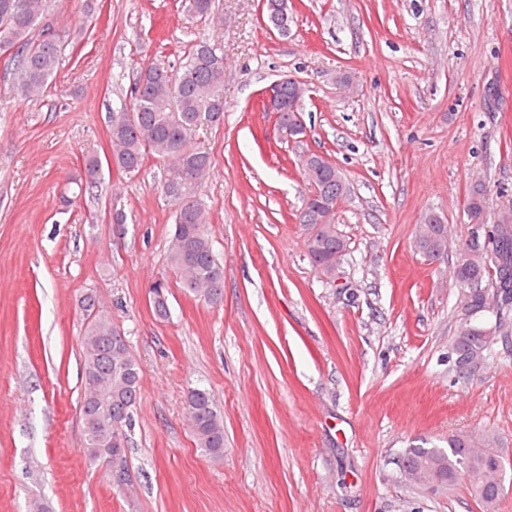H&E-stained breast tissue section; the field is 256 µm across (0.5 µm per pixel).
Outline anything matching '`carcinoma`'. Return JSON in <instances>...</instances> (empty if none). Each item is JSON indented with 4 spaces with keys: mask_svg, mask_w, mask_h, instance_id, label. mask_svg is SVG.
<instances>
[{
    "mask_svg": "<svg viewBox=\"0 0 512 512\" xmlns=\"http://www.w3.org/2000/svg\"><path fill=\"white\" fill-rule=\"evenodd\" d=\"M51 0H0V54L8 55L14 85L26 88L25 98L42 95L55 82L66 41L62 35L46 41L34 36ZM214 0H189V19H208L214 15ZM264 13L280 33H288L293 22L286 0H264ZM183 76L182 95L170 97L166 85L169 68L148 64L130 90V102L109 113L112 161L126 172L138 170L152 157L163 163L161 190L175 206L168 259L180 274L182 287L196 299L218 305L224 297V268L216 258L208 233L209 213L201 198V187L209 176L212 158L194 144L198 128L207 123L218 126L224 121V50L217 43L201 41L176 68ZM299 98V90L284 88L283 106L278 124L288 137L305 135L289 104ZM309 165L307 179L312 185L297 214L298 223L307 231L311 261L327 277L334 275L346 242L333 224L336 200L347 192L345 179L336 164L318 153L303 155ZM102 164L95 156L84 161L83 173L76 180L79 192L88 193L101 184ZM485 190L473 187L468 213L484 216ZM415 241L418 251L432 260L443 257L448 249V225L430 213ZM486 235L489 246L467 239L459 249L454 269L456 284L472 291L467 305L470 319L462 323L453 341L458 377L469 369L463 361L482 360L490 351L492 331L478 318L487 312L483 283L489 282L498 297L497 306L512 307V206L500 209ZM155 316L170 315L168 289L158 280L150 287ZM86 311L81 340L83 397L80 405L84 425V452L106 456L120 449L121 462L128 464L124 448V428L133 424V411L140 399V366L112 321L111 314L96 304L95 296L85 295ZM189 427L196 447L211 461L224 458V416L213 395L194 388L187 395ZM502 440L492 430H479L448 436V449L438 446H413L405 450L401 463L415 468L425 462L436 467L434 487H452L465 482L471 496L483 512H502L506 495L505 480H494L497 472H506L500 452Z\"/></svg>",
    "mask_w": 512,
    "mask_h": 512,
    "instance_id": "cac0c4a2",
    "label": "carcinoma"
}]
</instances>
